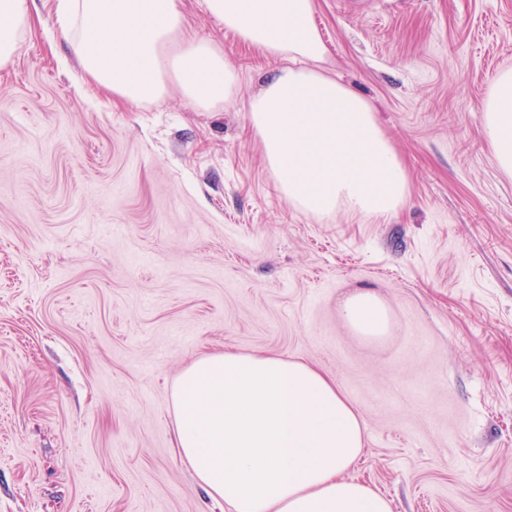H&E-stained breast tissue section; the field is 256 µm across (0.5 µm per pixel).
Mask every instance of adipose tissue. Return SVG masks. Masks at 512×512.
I'll return each instance as SVG.
<instances>
[{
	"label": "adipose tissue",
	"instance_id": "ef3b65f1",
	"mask_svg": "<svg viewBox=\"0 0 512 512\" xmlns=\"http://www.w3.org/2000/svg\"><path fill=\"white\" fill-rule=\"evenodd\" d=\"M225 32L280 63L249 99L251 133L276 190L299 211L383 220L405 202L401 157L369 102L326 74L327 46L313 0H204ZM58 29L86 85L129 105L162 100L177 83L197 108L236 95L237 70L222 47L188 35L179 0H56ZM35 21L28 0H0V68ZM498 167L512 176V69L483 103ZM363 337L389 327L377 294L341 304ZM175 446L199 485L230 512H392L348 471L366 441L336 382L299 360L226 351L197 358L173 389Z\"/></svg>",
	"mask_w": 512,
	"mask_h": 512
}]
</instances>
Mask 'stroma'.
<instances>
[{
  "instance_id": "stroma-1",
  "label": "stroma",
  "mask_w": 512,
  "mask_h": 512,
  "mask_svg": "<svg viewBox=\"0 0 512 512\" xmlns=\"http://www.w3.org/2000/svg\"><path fill=\"white\" fill-rule=\"evenodd\" d=\"M224 44L235 99L91 94L34 29L0 69V512H222L174 449V380L202 353L305 361L366 437L352 477L392 512H512V177L483 102L512 68V0H314L330 73L410 175L384 221L279 194L245 102L277 60ZM387 304L359 336L350 293ZM342 320L362 337L377 338L389 327L387 307L377 294L358 291L348 296L340 305Z\"/></svg>"
}]
</instances>
